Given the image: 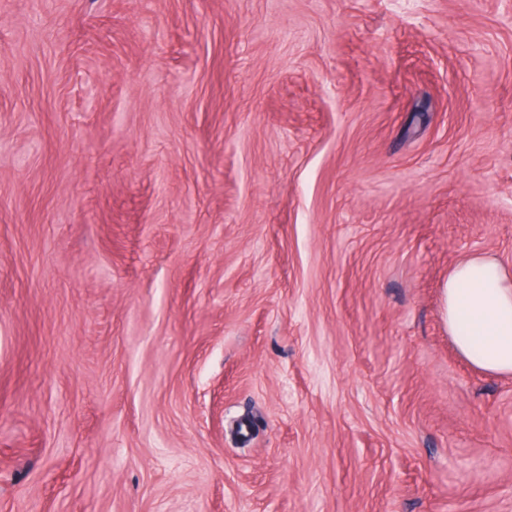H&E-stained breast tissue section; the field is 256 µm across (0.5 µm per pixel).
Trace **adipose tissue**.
<instances>
[{
    "label": "adipose tissue",
    "instance_id": "ef3b65f1",
    "mask_svg": "<svg viewBox=\"0 0 512 512\" xmlns=\"http://www.w3.org/2000/svg\"><path fill=\"white\" fill-rule=\"evenodd\" d=\"M443 321L458 351L478 368L512 373V269L474 254L442 289Z\"/></svg>",
    "mask_w": 512,
    "mask_h": 512
}]
</instances>
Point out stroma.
Here are the masks:
<instances>
[{
	"label": "stroma",
	"instance_id": "stroma-1",
	"mask_svg": "<svg viewBox=\"0 0 512 512\" xmlns=\"http://www.w3.org/2000/svg\"><path fill=\"white\" fill-rule=\"evenodd\" d=\"M512 0H0V512H512ZM442 315L458 351L473 365L512 373V269L484 255L461 260L443 286Z\"/></svg>",
	"mask_w": 512,
	"mask_h": 512
}]
</instances>
